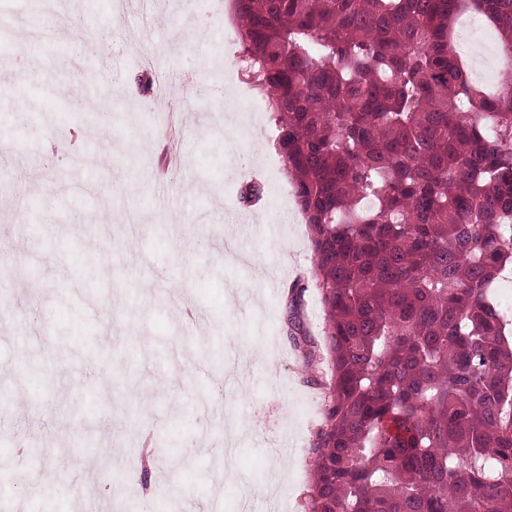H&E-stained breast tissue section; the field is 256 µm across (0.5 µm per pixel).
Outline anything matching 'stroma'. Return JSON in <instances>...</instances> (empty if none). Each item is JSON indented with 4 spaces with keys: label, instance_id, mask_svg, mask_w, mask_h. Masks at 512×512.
<instances>
[{
    "label": "stroma",
    "instance_id": "stroma-1",
    "mask_svg": "<svg viewBox=\"0 0 512 512\" xmlns=\"http://www.w3.org/2000/svg\"><path fill=\"white\" fill-rule=\"evenodd\" d=\"M195 34L184 0H0V451L24 512H304L325 394L289 339L282 287L312 265L276 221L284 166L268 112L214 105L239 45ZM461 48L489 86L487 24ZM119 31L70 62L75 27ZM33 66L10 73L19 34ZM147 74L149 90L137 89ZM80 95H73V85ZM266 193L251 207L237 191ZM111 452L104 502L88 461Z\"/></svg>",
    "mask_w": 512,
    "mask_h": 512
}]
</instances>
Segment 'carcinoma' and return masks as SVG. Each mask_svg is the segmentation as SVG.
Segmentation results:
<instances>
[{
  "label": "carcinoma",
  "instance_id": "obj_1",
  "mask_svg": "<svg viewBox=\"0 0 512 512\" xmlns=\"http://www.w3.org/2000/svg\"><path fill=\"white\" fill-rule=\"evenodd\" d=\"M468 12L512 52V0H235L312 247L286 306L326 319L292 321L330 369L305 512H512V97L470 79ZM299 313L304 327L310 331V336L317 342L321 341L325 315L319 298L312 289L306 292Z\"/></svg>",
  "mask_w": 512,
  "mask_h": 512
}]
</instances>
